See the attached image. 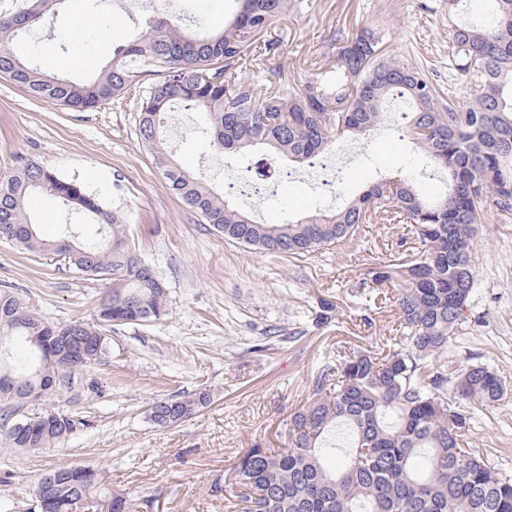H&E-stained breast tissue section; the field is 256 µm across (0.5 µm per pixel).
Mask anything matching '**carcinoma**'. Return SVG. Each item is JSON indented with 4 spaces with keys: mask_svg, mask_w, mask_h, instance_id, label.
I'll return each mask as SVG.
<instances>
[{
    "mask_svg": "<svg viewBox=\"0 0 512 512\" xmlns=\"http://www.w3.org/2000/svg\"><path fill=\"white\" fill-rule=\"evenodd\" d=\"M57 2L27 0L0 13V75L37 98L87 111L131 86L133 64L162 73L144 91L140 137L185 206L225 238L298 258L344 246L360 225L378 222L406 225L418 244L399 262L377 263L368 272V287L398 288L400 328L388 351L336 353L322 367L315 398L291 416L288 446L247 449L224 479L239 489L245 512H512V476L463 447L472 405L501 400L507 387L488 365L456 371L447 357L477 287L471 247L481 207L489 200L512 212V0H489L479 23L452 30L449 69L475 86L474 98L463 106L446 101L420 67L385 58L383 36L370 25L341 34L319 76L302 90L260 93L240 71L258 48L275 50L265 35L288 12L289 0H231L232 11L217 31L183 29L176 18L160 15L119 46L97 75L75 81L42 71L10 48ZM392 92L412 106L405 136L448 173L440 196L428 198L402 179L381 180L340 210L259 224L167 152L166 114L179 105L205 115L210 143L219 152L262 146L304 162L339 134L372 131ZM42 193L99 225L100 238L80 241L73 224L57 240L43 238L30 217ZM1 237L31 253H59L84 274L112 277V291L100 300L94 321L68 323L87 345L100 344L99 355L81 362L68 350L60 352L48 368L60 382L68 372L108 358L113 326L156 321L167 311L165 283L129 242L121 214L40 162L0 174ZM55 329L28 313L13 292L0 290V335L22 346L8 358L20 383L39 381L40 350L30 337ZM208 401L204 392L160 399L149 417L162 428L177 426ZM78 426L58 413L47 426L37 423L5 439L30 453L65 440ZM44 479L54 485L46 512H81L102 486L100 473L82 465H60Z\"/></svg>",
    "mask_w": 512,
    "mask_h": 512,
    "instance_id": "cac0c4a2",
    "label": "carcinoma"
}]
</instances>
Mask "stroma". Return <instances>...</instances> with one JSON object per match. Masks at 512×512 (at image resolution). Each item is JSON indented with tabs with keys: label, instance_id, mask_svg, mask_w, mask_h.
I'll return each mask as SVG.
<instances>
[{
	"label": "stroma",
	"instance_id": "1",
	"mask_svg": "<svg viewBox=\"0 0 512 512\" xmlns=\"http://www.w3.org/2000/svg\"><path fill=\"white\" fill-rule=\"evenodd\" d=\"M76 6L84 16L79 32L72 24ZM166 7L167 0H61L13 48L41 66L46 54L83 51L88 65L69 76L85 80ZM361 24L382 30L385 56L424 68L444 98L471 101L473 86L448 70L446 0H293L271 29L276 50L241 76L271 91L301 87L338 33ZM157 79V73H140L119 97L82 112L0 76V173L35 160L121 211L129 239L168 292L161 320L114 327L106 361L73 371L40 406H27L30 414L42 407L79 420L74 435L30 454L0 439V512H38V481L62 464L96 468L106 492L129 495L138 512H240L236 490L214 491V482L246 448L286 446L290 416L312 400L316 376L337 348L377 349L399 322L394 302L363 281L373 264L397 258L401 225L365 224L349 249L291 258L233 243L184 206L139 137L140 98ZM406 109L402 98L389 97L373 132L331 143L322 161L334 185L322 184L310 164L281 159L277 165L289 176L278 184L275 201L243 190L235 192L234 205L259 223L280 224L341 207L370 183L399 175L438 196L446 175L416 162L415 146L401 135ZM203 126L201 114L172 108L166 129L173 159L216 187L241 182L243 165L262 159V152L242 162L217 155ZM31 217L50 240L70 221L48 194L36 197ZM471 256L478 288L450 339L448 360L461 368L490 364L505 380V398L474 405L471 446L512 476V213L484 205ZM3 285L38 319L63 324L92 321L112 279L0 239ZM323 298L336 310L329 324L316 326L310 315ZM201 391L210 401L192 419L168 428L150 421L154 401Z\"/></svg>",
	"mask_w": 512,
	"mask_h": 512
}]
</instances>
